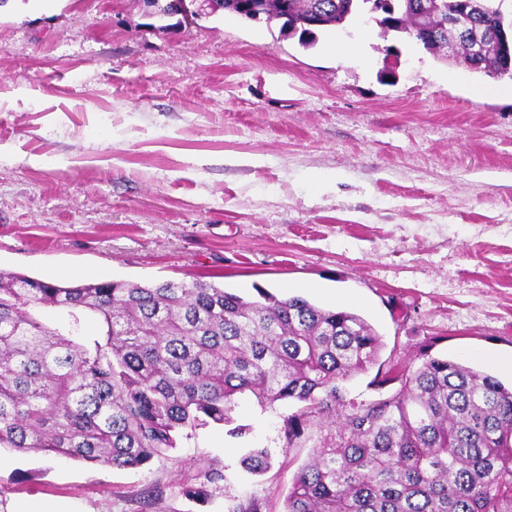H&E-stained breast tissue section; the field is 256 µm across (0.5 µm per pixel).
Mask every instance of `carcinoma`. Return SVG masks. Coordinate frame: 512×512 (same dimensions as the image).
I'll return each instance as SVG.
<instances>
[{
	"label": "carcinoma",
	"instance_id": "carcinoma-1",
	"mask_svg": "<svg viewBox=\"0 0 512 512\" xmlns=\"http://www.w3.org/2000/svg\"><path fill=\"white\" fill-rule=\"evenodd\" d=\"M335 2L322 30L345 25ZM232 0L230 12L280 22L305 48L316 0ZM389 31L437 54L451 48L473 71L512 74V39L472 51L438 18L385 13ZM245 299L213 283L125 281L60 285L0 272V448L119 469L140 468L209 425L246 444L243 470L273 465L236 423L243 399L283 416L282 447L310 448L285 512H512V386L419 347L415 360L378 368L364 401L345 383L379 361L381 336L362 316L257 289ZM56 310L48 323L41 309ZM93 319L96 337L85 335Z\"/></svg>",
	"mask_w": 512,
	"mask_h": 512
}]
</instances>
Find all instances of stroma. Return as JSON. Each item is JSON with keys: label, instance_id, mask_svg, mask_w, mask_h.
Listing matches in <instances>:
<instances>
[{"label": "stroma", "instance_id": "obj_1", "mask_svg": "<svg viewBox=\"0 0 512 512\" xmlns=\"http://www.w3.org/2000/svg\"><path fill=\"white\" fill-rule=\"evenodd\" d=\"M302 47L279 23H188L144 0L0 6V270L60 283L203 280L364 317L381 362L435 340L512 356V80L378 26ZM256 156L264 165H253ZM310 171L331 178L322 187ZM235 412L273 467L197 429L138 469L0 449V512H284L305 448L282 415ZM204 486L205 496H188Z\"/></svg>", "mask_w": 512, "mask_h": 512}]
</instances>
